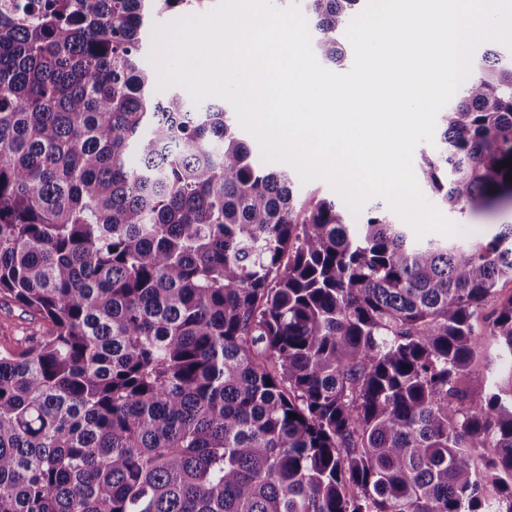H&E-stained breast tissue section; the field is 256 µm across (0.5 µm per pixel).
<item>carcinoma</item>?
<instances>
[{
    "instance_id": "obj_1",
    "label": "carcinoma",
    "mask_w": 512,
    "mask_h": 512,
    "mask_svg": "<svg viewBox=\"0 0 512 512\" xmlns=\"http://www.w3.org/2000/svg\"><path fill=\"white\" fill-rule=\"evenodd\" d=\"M360 2L305 0L323 61ZM199 4L0 0V308L40 323L0 348V512H512V219L458 246L296 195L230 112L154 94L151 17ZM438 139L432 193L512 207L511 58ZM498 353V343L492 337L483 336L480 339L477 355L469 366L470 397L474 401L486 398L488 380L493 376L491 371L496 367Z\"/></svg>"
}]
</instances>
